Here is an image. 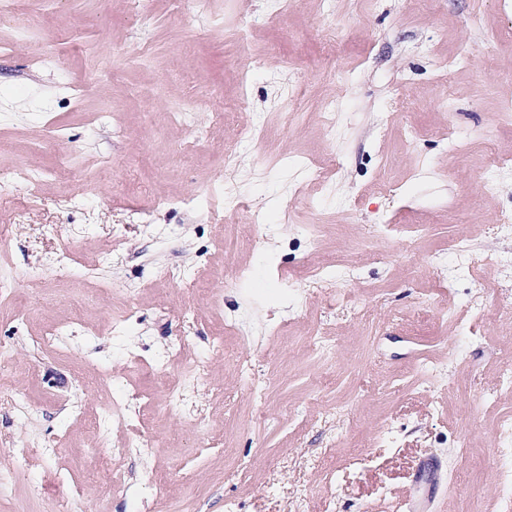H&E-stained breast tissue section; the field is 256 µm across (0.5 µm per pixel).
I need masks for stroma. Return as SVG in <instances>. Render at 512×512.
I'll list each match as a JSON object with an SVG mask.
<instances>
[{"label":"stroma","mask_w":512,"mask_h":512,"mask_svg":"<svg viewBox=\"0 0 512 512\" xmlns=\"http://www.w3.org/2000/svg\"><path fill=\"white\" fill-rule=\"evenodd\" d=\"M211 13L195 15L174 0H155L148 26L130 15L125 0H57L43 11L39 0H19L40 24L19 35L0 25V168L32 158L53 167L69 154L65 186L40 187L38 195L0 201V224L11 225L7 265L14 294L0 302V358L17 370L14 387L37 412L15 419L0 398V460L16 475L0 497V512H61L58 478L68 474L86 488L83 512H401L412 494L411 475L420 460L436 457L443 481L432 512H512L499 498L496 468L487 450L496 428L512 411V395L484 402L498 382L501 359L512 357V316L478 325L462 342L454 316L471 302L477 282L505 280L512 271V240L493 236L502 206L512 201V176L502 175L496 199L474 203L485 133L512 155V122L498 102L512 98V6L504 0H333L324 15L319 0H299L285 17L272 16L269 0H210ZM223 21L211 26L212 17ZM265 18L248 44L238 33L251 18ZM338 31L339 82L325 70L322 32ZM47 49L59 64L35 67L32 54ZM469 68L445 73L436 59L457 52ZM245 104L237 102V71L254 58ZM308 87L297 129L273 126L268 155L240 150L231 164L199 154L179 158L184 141L206 131L232 145L257 115L277 112L294 80ZM189 96L202 98L192 126L168 120ZM346 97L333 136L319 133L324 102ZM448 97L452 107L435 105ZM112 100L124 136L93 121ZM238 104L227 126L213 125L209 108L218 100ZM63 128L64 138L52 137ZM421 137L409 142L407 128ZM336 159V174L320 186L308 166L324 155ZM392 166L380 175L378 163ZM141 164L152 196L124 193L123 172ZM401 183L393 197L383 180ZM223 182L263 207L282 225L267 246L233 249L231 224L210 217L196 222L179 208L153 207V196H199ZM80 205L57 206L59 192ZM321 201L312 213L309 200ZM23 224H15L17 211ZM320 223L315 240L301 225ZM122 225L114 235V225ZM379 224L422 226L411 243L374 233ZM484 245L486 256L464 265L454 243ZM327 254L353 271L360 295L369 297V322L331 309L326 295H310L299 307L303 270L310 253ZM113 254L117 267H102L104 290L86 268ZM190 268L183 281L163 282L158 266ZM43 276L32 280L29 269ZM249 268L251 278L232 273ZM135 293H127V286ZM223 301L215 315L210 299ZM85 298L84 318L92 339L63 336L58 350L34 349ZM126 320L114 336L116 320ZM223 332L225 353L209 351ZM185 342V359L169 370L151 365L173 340ZM463 361H454L458 349ZM251 364L242 381L231 352ZM210 354L206 375L188 389L196 421L168 407L170 392L183 388L186 363ZM428 360L451 362L444 382L427 383L415 373ZM107 366L115 379L103 389L81 388L75 371L92 374ZM263 398H256L255 389ZM143 395L135 427L102 430L96 425L112 401ZM79 400L84 423L67 415ZM144 434L150 447L101 464L98 449ZM224 438L233 458L216 452L184 472L187 452ZM42 447L21 458L18 441ZM465 456H457L459 444ZM132 492L112 498L114 480ZM170 490L161 505L150 498L152 481Z\"/></svg>","instance_id":"35a3bbf8"}]
</instances>
